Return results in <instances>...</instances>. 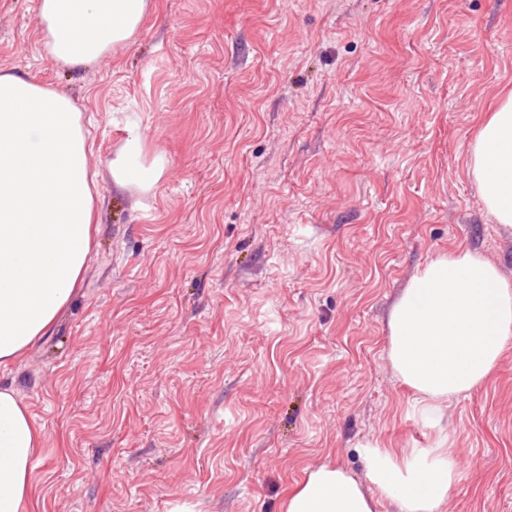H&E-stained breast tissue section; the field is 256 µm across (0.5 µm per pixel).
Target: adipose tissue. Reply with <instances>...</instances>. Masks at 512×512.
<instances>
[{
    "label": "adipose tissue",
    "instance_id": "obj_1",
    "mask_svg": "<svg viewBox=\"0 0 512 512\" xmlns=\"http://www.w3.org/2000/svg\"><path fill=\"white\" fill-rule=\"evenodd\" d=\"M150 0H39L45 52L72 69L133 44ZM83 114L36 76L0 71V367L46 336L76 293L91 251L100 193L91 176ZM468 165L486 213L512 225V90L480 120ZM120 189L150 191L166 169L130 134L111 160ZM388 361L420 414L481 387L512 340V280L467 248L431 261L393 303ZM43 432L0 388V512H32V474ZM366 480L338 464L306 469L285 512H439L460 481L448 437L430 448L364 449Z\"/></svg>",
    "mask_w": 512,
    "mask_h": 512
}]
</instances>
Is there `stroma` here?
Here are the masks:
<instances>
[{
  "instance_id": "obj_1",
  "label": "stroma",
  "mask_w": 512,
  "mask_h": 512,
  "mask_svg": "<svg viewBox=\"0 0 512 512\" xmlns=\"http://www.w3.org/2000/svg\"><path fill=\"white\" fill-rule=\"evenodd\" d=\"M38 0H0V70L90 124L102 203L82 288L0 370L43 429L34 512H283L363 450L460 463L441 512H512V342L436 424L387 360L397 293L438 256L512 279V227L468 171L512 89V0H152L133 46L50 58ZM137 126L149 192L109 162Z\"/></svg>"
}]
</instances>
